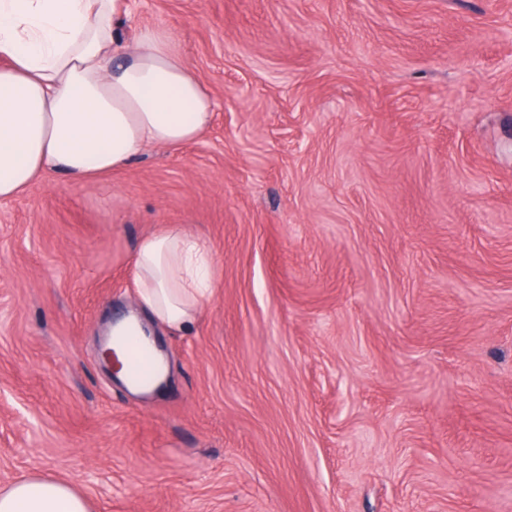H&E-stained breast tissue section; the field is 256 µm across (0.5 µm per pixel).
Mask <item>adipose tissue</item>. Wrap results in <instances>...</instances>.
Wrapping results in <instances>:
<instances>
[{
  "mask_svg": "<svg viewBox=\"0 0 512 512\" xmlns=\"http://www.w3.org/2000/svg\"><path fill=\"white\" fill-rule=\"evenodd\" d=\"M123 14V0H0V199L51 171L76 181L106 175L210 126L213 100L172 34L145 26L119 37ZM212 270L206 244L182 227L144 236L137 304L156 325L185 330L213 296ZM0 512L90 506L69 484L25 477L0 491Z\"/></svg>",
  "mask_w": 512,
  "mask_h": 512,
  "instance_id": "adipose-tissue-1",
  "label": "adipose tissue"
}]
</instances>
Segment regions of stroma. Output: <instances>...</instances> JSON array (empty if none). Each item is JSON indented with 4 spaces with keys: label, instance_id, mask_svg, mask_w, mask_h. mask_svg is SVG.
Masks as SVG:
<instances>
[{
    "label": "stroma",
    "instance_id": "obj_1",
    "mask_svg": "<svg viewBox=\"0 0 512 512\" xmlns=\"http://www.w3.org/2000/svg\"><path fill=\"white\" fill-rule=\"evenodd\" d=\"M212 126L0 200V488L91 512H512V0H131ZM214 296L142 395L99 359L140 238ZM0 512H90L87 499L69 484L24 477L0 492Z\"/></svg>",
    "mask_w": 512,
    "mask_h": 512
}]
</instances>
